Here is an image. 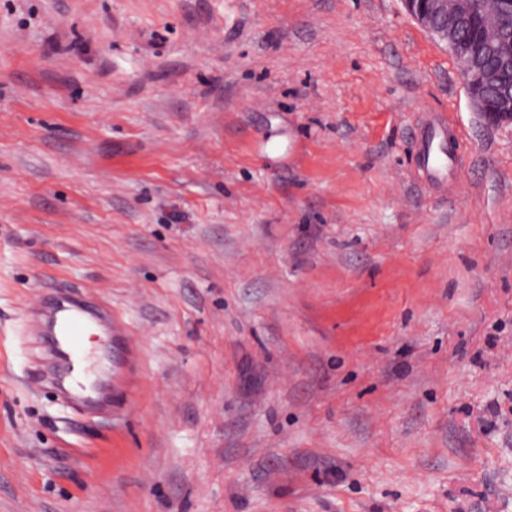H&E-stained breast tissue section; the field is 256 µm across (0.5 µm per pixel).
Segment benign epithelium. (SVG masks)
Masks as SVG:
<instances>
[{"label":"benign epithelium","instance_id":"obj_1","mask_svg":"<svg viewBox=\"0 0 512 512\" xmlns=\"http://www.w3.org/2000/svg\"><path fill=\"white\" fill-rule=\"evenodd\" d=\"M407 13L432 35L454 49L461 75L466 78L470 97L478 107L484 104L486 91L497 85L499 73L482 67L479 61L456 50L458 43L457 23L469 18L474 10L473 0H403ZM499 13L486 8L482 16V33L487 38L498 36ZM490 123L497 126L512 125V95L501 98L498 111L489 114Z\"/></svg>","mask_w":512,"mask_h":512}]
</instances>
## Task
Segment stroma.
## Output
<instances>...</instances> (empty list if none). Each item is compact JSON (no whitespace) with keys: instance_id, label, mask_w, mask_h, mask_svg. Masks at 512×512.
I'll use <instances>...</instances> for the list:
<instances>
[{"instance_id":"obj_1","label":"stroma","mask_w":512,"mask_h":512,"mask_svg":"<svg viewBox=\"0 0 512 512\" xmlns=\"http://www.w3.org/2000/svg\"><path fill=\"white\" fill-rule=\"evenodd\" d=\"M0 512H512V127L403 0H0ZM453 125L450 116L441 114L432 122L426 124L420 133V139L423 146L422 153V172L425 175L428 187L445 188V182L442 174L452 165V151L457 153L458 139L454 147H449L448 128ZM447 146L448 152L442 147ZM452 149V151H451ZM30 329L34 333L49 331L54 336V353L69 368L74 365L79 353V336L89 324L103 328L107 334L112 333V313L92 310L82 303L58 296L50 305L43 303L40 295L30 304ZM96 334L87 329L81 340L90 348V336Z\"/></svg>"}]
</instances>
